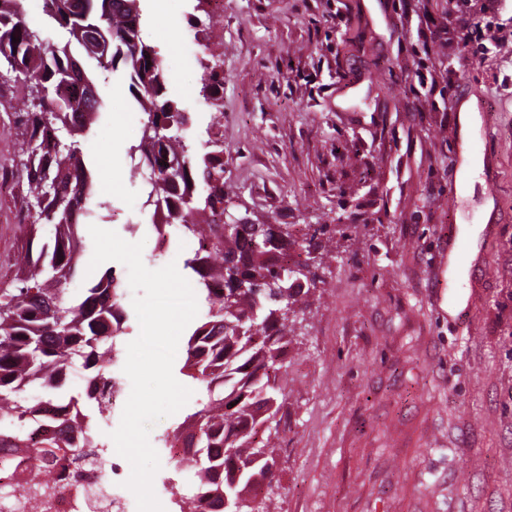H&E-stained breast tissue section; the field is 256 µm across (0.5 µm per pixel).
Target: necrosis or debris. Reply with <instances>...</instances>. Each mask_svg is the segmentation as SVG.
Masks as SVG:
<instances>
[{"instance_id":"1","label":"necrosis or debris","mask_w":512,"mask_h":512,"mask_svg":"<svg viewBox=\"0 0 512 512\" xmlns=\"http://www.w3.org/2000/svg\"><path fill=\"white\" fill-rule=\"evenodd\" d=\"M86 422L68 438L78 452L67 463L41 462L35 448H15L10 467L0 466V512H133L124 492L128 472L120 456L99 463L83 445Z\"/></svg>"}]
</instances>
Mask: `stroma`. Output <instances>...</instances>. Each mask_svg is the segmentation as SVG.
<instances>
[{
    "instance_id": "stroma-1",
    "label": "stroma",
    "mask_w": 512,
    "mask_h": 512,
    "mask_svg": "<svg viewBox=\"0 0 512 512\" xmlns=\"http://www.w3.org/2000/svg\"><path fill=\"white\" fill-rule=\"evenodd\" d=\"M224 0L210 38L224 69L218 109L200 95L187 23L194 0H141V25L165 74L166 99L188 113V141L224 129L229 212L257 224L344 226L322 236L317 279L277 383L272 512H512V44L463 42L461 25L512 18L418 0ZM448 32L417 50L418 15ZM441 70L420 86L424 61ZM101 108L81 140L95 225L144 241V264L183 262L189 240L159 249L143 178L127 150L142 114L126 67L87 62ZM482 92L495 160V217L465 278L448 279V250L482 203L479 177L448 199L456 95ZM25 102L0 83V282L29 242L25 185L11 178L15 113Z\"/></svg>"
}]
</instances>
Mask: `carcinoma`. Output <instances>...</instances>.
<instances>
[{
	"label": "carcinoma",
	"mask_w": 512,
	"mask_h": 512,
	"mask_svg": "<svg viewBox=\"0 0 512 512\" xmlns=\"http://www.w3.org/2000/svg\"><path fill=\"white\" fill-rule=\"evenodd\" d=\"M46 15L63 33L54 41L45 30L26 21L18 0H0V71L26 88V111L15 113L23 129L15 172L39 202L27 215L31 237L39 226H53L51 242L38 253L28 249L16 263L13 284L0 287V403L14 412L0 418V448H26L39 436L43 456L66 457L73 446L63 433L76 416H86L83 401L97 405L99 418L110 409L101 399L85 394L71 397L69 417L58 420V432L41 436L46 417L62 406L55 392L63 375L75 366L112 388L108 367L119 361L121 325L125 311L122 281L113 269L86 277L80 296H68V285L84 265V218L91 183L80 142L73 136L88 130L99 104L94 84L75 52L95 60L99 68L130 70V88L147 116L142 137L129 148L131 166L146 175V203L166 220L155 225L177 227L196 240L184 268L205 313L188 337L183 375L193 383V412L165 432L161 447L179 441L198 448L197 459H171L175 473L191 476L196 512H203L202 497L214 486L212 470H224V482L233 480L234 460H247L258 429L278 414L283 396L277 371L294 332L302 284L288 277V251L311 255L321 248L326 227L301 240L290 239L266 247L250 225L225 233L223 224L188 222L200 214L214 215L224 201L223 145L206 142L199 154L185 142L188 117L163 96L166 75L153 48L145 41L139 0H46ZM65 131L72 140L57 144ZM242 277L261 283L259 288L238 287ZM41 388L45 396L28 401L23 394ZM260 461L244 471L238 484L226 486L230 501L238 499L248 480L259 475L274 478L276 448L262 444Z\"/></svg>",
	"instance_id": "carcinoma-1"
}]
</instances>
